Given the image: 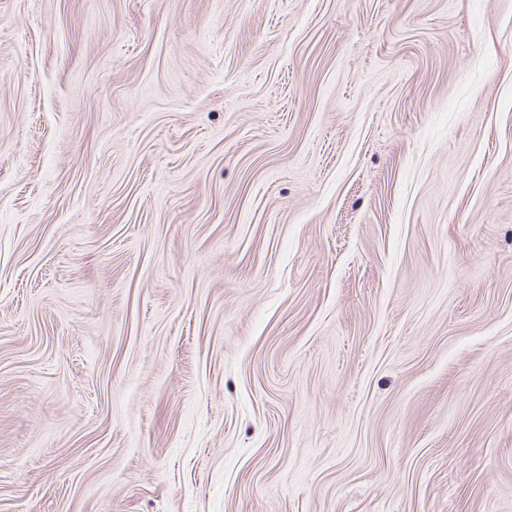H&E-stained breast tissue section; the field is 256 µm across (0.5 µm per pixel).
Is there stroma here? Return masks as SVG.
<instances>
[{
  "label": "stroma",
  "instance_id": "obj_1",
  "mask_svg": "<svg viewBox=\"0 0 512 512\" xmlns=\"http://www.w3.org/2000/svg\"><path fill=\"white\" fill-rule=\"evenodd\" d=\"M0 512H512V0H0Z\"/></svg>",
  "mask_w": 512,
  "mask_h": 512
}]
</instances>
